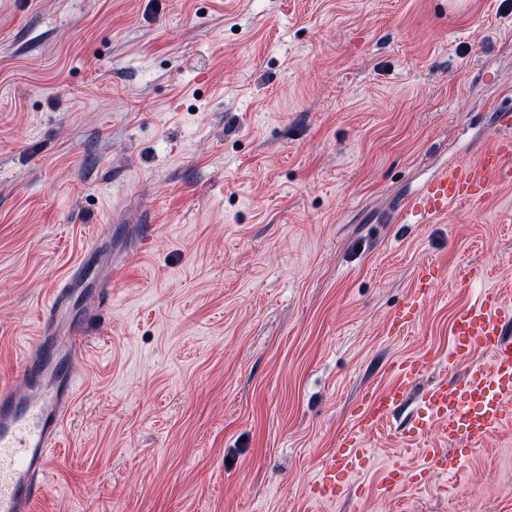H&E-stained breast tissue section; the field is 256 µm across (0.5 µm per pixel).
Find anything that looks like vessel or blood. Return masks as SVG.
<instances>
[{"mask_svg": "<svg viewBox=\"0 0 512 512\" xmlns=\"http://www.w3.org/2000/svg\"><path fill=\"white\" fill-rule=\"evenodd\" d=\"M498 132L478 155L439 169L405 205L406 214L429 224L447 216L450 206L466 201L480 205L512 183V112L495 115ZM435 277L422 270L409 299L389 326L402 334L422 307ZM79 275L58 284L41 313L39 331L20 363L22 392L0 390V512H31L41 496L51 468L63 423L75 402L79 362L84 354L83 326L64 321ZM512 285L482 290L476 300L459 308L450 326L448 371L455 381L434 382L420 399L418 425L435 428L448 439L445 448H421L424 462L445 475H456L470 447L484 443L503 425L512 422ZM484 360H475V353ZM467 368H460L462 358ZM427 361L419 356L397 362L392 379L382 388L367 391L350 431L321 467L319 484L335 496L371 459L367 437L376 433L408 400ZM407 477L396 466L379 470L374 487L384 495L400 488Z\"/></svg>", "mask_w": 512, "mask_h": 512, "instance_id": "1", "label": "vessel or blood"}]
</instances>
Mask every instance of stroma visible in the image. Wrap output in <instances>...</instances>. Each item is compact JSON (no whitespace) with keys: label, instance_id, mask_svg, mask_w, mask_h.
I'll return each instance as SVG.
<instances>
[{"label":"stroma","instance_id":"1","mask_svg":"<svg viewBox=\"0 0 512 512\" xmlns=\"http://www.w3.org/2000/svg\"><path fill=\"white\" fill-rule=\"evenodd\" d=\"M512 108V0H0V387L56 283L80 392L34 512H512V425L456 476L414 406L330 500L315 481L367 390L512 283V184L435 224L399 210ZM444 277L402 336L419 270ZM112 303L86 317L98 272ZM410 478L388 497L377 466ZM474 448H421L417 454L424 463H430L438 467L439 471L444 475H456L463 467L469 450Z\"/></svg>","mask_w":512,"mask_h":512}]
</instances>
